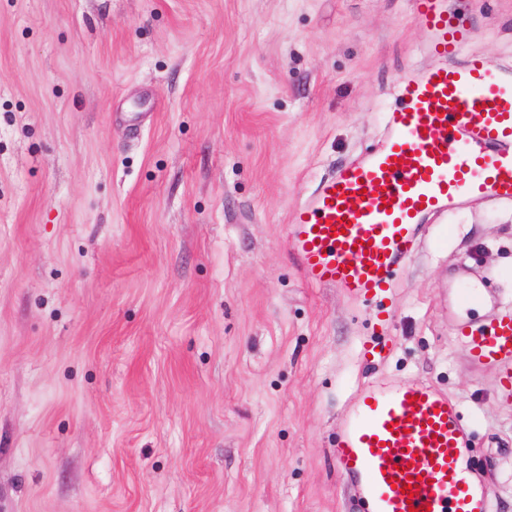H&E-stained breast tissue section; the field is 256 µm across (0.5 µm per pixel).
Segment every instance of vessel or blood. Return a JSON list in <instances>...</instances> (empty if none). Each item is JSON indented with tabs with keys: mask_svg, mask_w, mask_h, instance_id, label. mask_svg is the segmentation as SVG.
<instances>
[{
	"mask_svg": "<svg viewBox=\"0 0 512 512\" xmlns=\"http://www.w3.org/2000/svg\"><path fill=\"white\" fill-rule=\"evenodd\" d=\"M411 13L438 65L404 74L379 145L288 218L305 281L355 300L392 288L430 216L455 213L471 197L512 204V66L461 56L471 28L448 0H412ZM458 339L512 394V310L488 325L464 324ZM472 435L457 403L430 384L370 382L354 395L334 453L367 512H492L458 468Z\"/></svg>",
	"mask_w": 512,
	"mask_h": 512,
	"instance_id": "b4317fda",
	"label": "vessel or blood"
}]
</instances>
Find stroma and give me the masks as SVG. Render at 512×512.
<instances>
[{"mask_svg":"<svg viewBox=\"0 0 512 512\" xmlns=\"http://www.w3.org/2000/svg\"><path fill=\"white\" fill-rule=\"evenodd\" d=\"M451 2L464 55L512 64V0ZM424 36L409 0H0V512H365L340 420L405 379L456 401L512 512V399L456 338L512 306V206L430 218L367 301L287 246Z\"/></svg>","mask_w":512,"mask_h":512,"instance_id":"obj_1","label":"stroma"}]
</instances>
